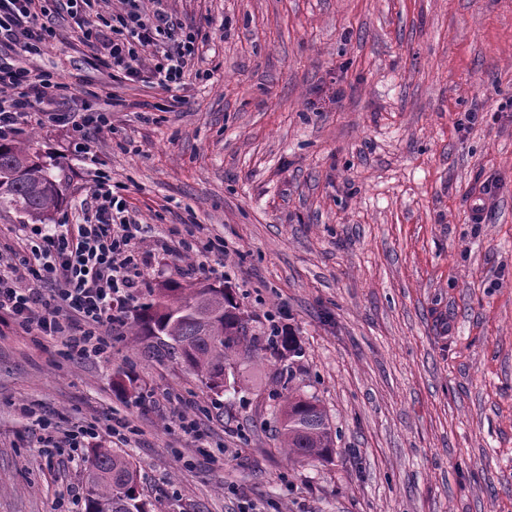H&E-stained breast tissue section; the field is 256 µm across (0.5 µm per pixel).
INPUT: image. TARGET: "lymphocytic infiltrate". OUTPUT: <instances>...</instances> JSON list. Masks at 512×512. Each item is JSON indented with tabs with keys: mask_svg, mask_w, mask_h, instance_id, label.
<instances>
[{
	"mask_svg": "<svg viewBox=\"0 0 512 512\" xmlns=\"http://www.w3.org/2000/svg\"><path fill=\"white\" fill-rule=\"evenodd\" d=\"M120 2L119 10L93 20L96 0H0L1 140L24 124L59 121V104L74 95L56 71L33 64L55 37L50 17L60 9L113 81L145 80L165 92L183 85L200 48L199 30L164 11L146 12L143 0ZM141 233L127 199L113 191L110 171L96 169L90 196L62 223L24 225L17 247L0 251V325L61 339L81 358L105 355L108 325L140 285Z\"/></svg>",
	"mask_w": 512,
	"mask_h": 512,
	"instance_id": "1",
	"label": "lymphocytic infiltrate"
}]
</instances>
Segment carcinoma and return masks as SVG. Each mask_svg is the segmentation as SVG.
I'll return each instance as SVG.
<instances>
[{
	"label": "carcinoma",
	"instance_id": "obj_1",
	"mask_svg": "<svg viewBox=\"0 0 512 512\" xmlns=\"http://www.w3.org/2000/svg\"><path fill=\"white\" fill-rule=\"evenodd\" d=\"M65 198L64 183L43 155L27 144L0 140V205L41 221ZM133 333L155 339L153 356L178 359L215 394L224 392L226 370L236 358H258L262 352L249 336L248 320L224 288L166 283L140 308ZM279 421L280 448L288 461L309 462L332 453V425L316 401L288 392ZM87 464L85 512H151L128 454L98 446L89 450Z\"/></svg>",
	"mask_w": 512,
	"mask_h": 512
}]
</instances>
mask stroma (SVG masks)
<instances>
[{"label": "stroma", "mask_w": 512, "mask_h": 512, "mask_svg": "<svg viewBox=\"0 0 512 512\" xmlns=\"http://www.w3.org/2000/svg\"><path fill=\"white\" fill-rule=\"evenodd\" d=\"M144 7L200 29L195 76L171 95L113 85L56 13L36 64L116 93L112 127L87 156L62 122L14 137L55 159L70 206L109 167L147 262L108 357L0 329V512L84 492L85 457L43 448L42 419L95 426L97 445L129 454L152 512H512V0ZM181 224L230 255L161 249ZM170 280L231 288L264 350L223 394L131 333ZM272 315L297 352L269 349ZM292 389L330 416L331 458L279 448ZM125 423L126 442L111 438Z\"/></svg>", "instance_id": "1"}]
</instances>
